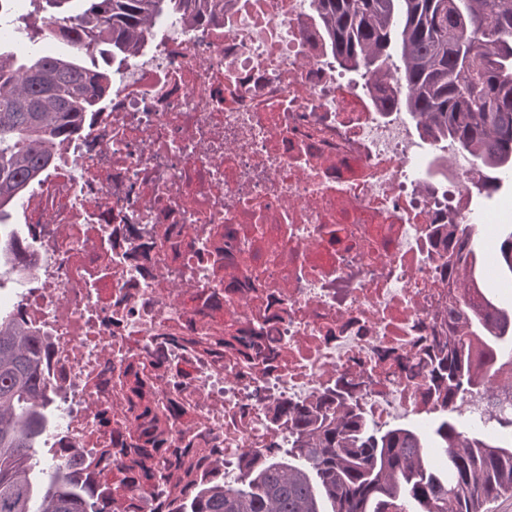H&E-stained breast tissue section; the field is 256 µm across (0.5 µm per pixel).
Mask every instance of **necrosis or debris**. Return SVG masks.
Listing matches in <instances>:
<instances>
[{
	"label": "necrosis or debris",
	"mask_w": 512,
	"mask_h": 512,
	"mask_svg": "<svg viewBox=\"0 0 512 512\" xmlns=\"http://www.w3.org/2000/svg\"><path fill=\"white\" fill-rule=\"evenodd\" d=\"M473 169L379 110L311 0L153 25L9 217L38 264L0 311L51 342L44 455L116 512H182L335 386L376 429L431 417L441 227L472 218Z\"/></svg>",
	"instance_id": "1"
}]
</instances>
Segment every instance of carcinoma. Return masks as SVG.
I'll return each instance as SVG.
<instances>
[{"mask_svg": "<svg viewBox=\"0 0 512 512\" xmlns=\"http://www.w3.org/2000/svg\"><path fill=\"white\" fill-rule=\"evenodd\" d=\"M30 0L17 36L0 39V260L32 267V253L5 219L38 182L63 138L78 133L112 90V62L139 51L155 22L224 18L226 0ZM338 64L374 77L381 106L416 120L426 139L451 141L476 159L472 186L498 189L512 172V0H312ZM57 42L67 54L40 44ZM399 55L401 84L387 83ZM103 65H98V61ZM475 225L450 224L448 334L431 359L441 419L429 435L445 471L408 428L374 429L342 390L311 409L284 408L297 464L256 454L231 483L203 484L184 512H488L512 495V311L488 298L472 240ZM44 344L0 313V512H112L78 485V461L31 473L50 419ZM469 394L493 410L482 430L459 412Z\"/></svg>", "mask_w": 512, "mask_h": 512, "instance_id": "obj_1", "label": "carcinoma"}]
</instances>
